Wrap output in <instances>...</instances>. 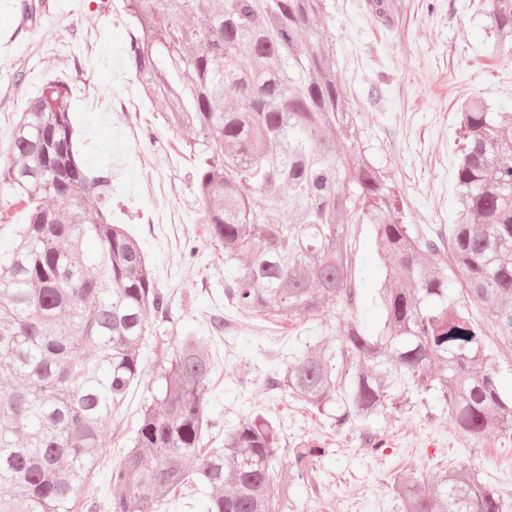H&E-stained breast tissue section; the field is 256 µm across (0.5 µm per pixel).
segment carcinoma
Returning <instances> with one entry per match:
<instances>
[{
	"instance_id": "carcinoma-1",
	"label": "carcinoma",
	"mask_w": 512,
	"mask_h": 512,
	"mask_svg": "<svg viewBox=\"0 0 512 512\" xmlns=\"http://www.w3.org/2000/svg\"><path fill=\"white\" fill-rule=\"evenodd\" d=\"M495 52L512 57V0H480ZM132 73L185 142L212 242L235 274L237 311L303 320L355 304L351 224H370L386 268L377 333L351 317L288 363L283 382L336 430L397 410L411 389L434 390L455 428L512 441V396L484 353L492 327L512 349L511 112L462 106L455 141L458 222L448 234L405 223L390 176L368 157L336 78L322 27L326 0H124ZM70 86L48 80L18 115L0 181L24 203L18 243L0 262V512H77L112 415L138 377L148 314L168 313L138 241L112 222L109 168H86ZM54 206H46L47 200ZM288 213L273 223L270 211ZM92 238L93 257L82 250ZM458 284L477 322L449 294ZM211 354L183 336L112 466V512H159L191 482L206 512H276L294 477L326 443L280 448L257 413L207 448ZM288 465H278L280 451ZM402 512H507L475 473L398 472Z\"/></svg>"
}]
</instances>
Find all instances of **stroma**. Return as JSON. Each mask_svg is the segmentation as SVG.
<instances>
[{
    "label": "stroma",
    "instance_id": "stroma-1",
    "mask_svg": "<svg viewBox=\"0 0 512 512\" xmlns=\"http://www.w3.org/2000/svg\"><path fill=\"white\" fill-rule=\"evenodd\" d=\"M99 3L52 0L35 25H0V148L42 85L57 75L68 79L83 162L93 170L111 163L112 218L139 240L169 297L167 317H149L153 332L139 350L141 374L112 419L83 501L95 512H110L112 467L137 427L141 405L159 391L162 365L192 330L214 358L207 413L215 426L204 436L207 446H222L226 433L259 412L280 423L281 443L325 442L312 477L295 479L287 512H400L391 474L432 475L456 466L471 468L512 506V442L468 440L435 392L411 393L401 411L339 432L327 416L274 386L292 353L319 329L339 327L351 315L367 333L376 332L375 296L384 270L373 229L351 227L358 292L353 311L334 308L295 323L229 306L224 283L232 271L201 221L181 136L166 126L160 105L142 96L130 69L123 0H112L107 12ZM388 3L381 19L372 14L371 0H330L337 78L363 140L401 190L407 223L444 230L458 217L452 152L457 109L480 98L496 111L512 112V59L495 53L478 0ZM116 100L129 111H113ZM190 248L197 254L192 261L186 258ZM216 315L225 322L219 335L209 327ZM371 432L387 441L380 451L362 441Z\"/></svg>",
    "mask_w": 512,
    "mask_h": 512
}]
</instances>
